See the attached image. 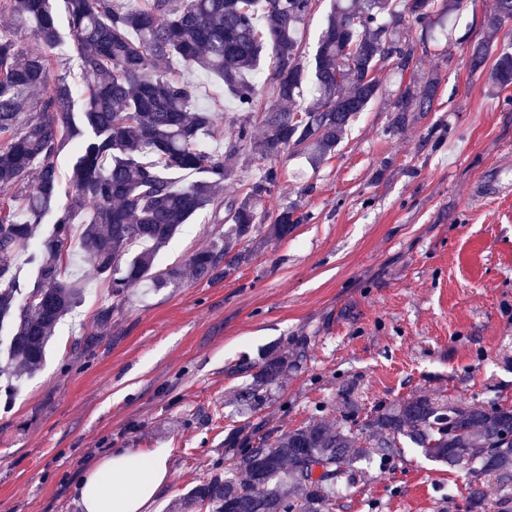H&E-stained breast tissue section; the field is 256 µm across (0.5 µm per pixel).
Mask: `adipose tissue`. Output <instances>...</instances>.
Masks as SVG:
<instances>
[{"label":"adipose tissue","instance_id":"obj_1","mask_svg":"<svg viewBox=\"0 0 512 512\" xmlns=\"http://www.w3.org/2000/svg\"><path fill=\"white\" fill-rule=\"evenodd\" d=\"M169 475V456L120 448L83 474L78 496L84 512H145Z\"/></svg>","mask_w":512,"mask_h":512}]
</instances>
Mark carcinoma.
<instances>
[{"label":"carcinoma","mask_w":512,"mask_h":512,"mask_svg":"<svg viewBox=\"0 0 512 512\" xmlns=\"http://www.w3.org/2000/svg\"><path fill=\"white\" fill-rule=\"evenodd\" d=\"M318 0H65L69 34L85 83L78 98L51 51L62 40L51 0H4L0 8L31 25L37 47L26 49L0 31V379L32 375L43 365L58 322L83 300L86 283L67 271L63 247L76 217L88 261L108 281L112 302L100 307L101 328L131 289L168 288L185 275L210 281L229 274L244 255L236 246L262 233L282 239L302 223L297 206L271 216L265 198L278 186L270 162L291 150L312 171L341 143L356 118L379 99L390 112L385 133L396 135L430 112L439 82L433 76L391 91L377 74H404L411 57L392 51L421 48L438 54L464 0H331L312 58L304 60L300 34ZM512 21V0H493L484 17L491 32ZM420 31L419 44L409 28ZM492 52L479 42L470 70H483ZM274 102L261 108V132L250 117H222L200 107L190 85L170 72L179 63L215 74L240 112L256 110L253 79L263 61ZM491 87L512 86V44L496 52ZM224 132V151L201 148L204 136ZM73 144L74 195L50 225L43 224L59 188L56 157ZM259 177L246 191L224 197L238 164ZM198 178L177 184L176 172ZM224 233L187 263L155 267L157 253L197 213L211 209ZM31 271L14 264L30 244ZM294 366L274 350L240 368L251 383L239 400L263 409L273 386ZM366 445L355 446L347 420L314 418L274 441L243 442L233 465L199 481L171 512H331L340 486L354 483L353 464L389 459L402 439L428 459L460 468L498 486L497 512H512V404L467 405L430 395L399 400L366 424Z\"/></svg>","instance_id":"cac0c4a2"}]
</instances>
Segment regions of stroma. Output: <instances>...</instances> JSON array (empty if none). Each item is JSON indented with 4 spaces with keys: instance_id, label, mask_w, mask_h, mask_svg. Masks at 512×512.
Returning <instances> with one entry per match:
<instances>
[{
    "instance_id": "35a3bbf8",
    "label": "stroma",
    "mask_w": 512,
    "mask_h": 512,
    "mask_svg": "<svg viewBox=\"0 0 512 512\" xmlns=\"http://www.w3.org/2000/svg\"><path fill=\"white\" fill-rule=\"evenodd\" d=\"M490 0H469L448 52L405 80L439 78L432 112L387 136L376 101L317 172L303 156L276 160L270 214L297 205L288 235L242 243L227 277L135 290L96 322L110 288L88 264L82 304L57 325L43 368L0 396V512H83L79 475L115 448L169 455L170 477L150 512L216 468L230 466L229 435L275 437L312 418L347 417L354 434L395 401L438 394L512 403V86L489 92L467 66L492 33ZM200 106L234 113L219 80L176 67ZM224 230L194 216L156 257L183 264ZM95 337L91 351L79 338ZM277 347L298 354L265 407L247 412L239 364ZM333 512H465L469 479L401 441L387 464L359 461Z\"/></svg>"
}]
</instances>
